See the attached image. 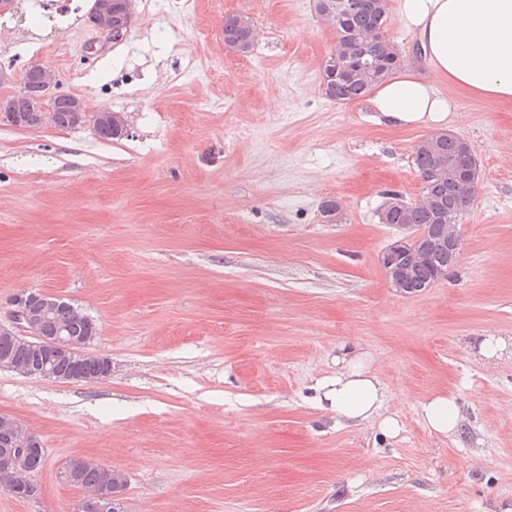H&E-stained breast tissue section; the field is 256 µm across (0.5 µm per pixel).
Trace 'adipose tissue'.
<instances>
[{"instance_id":"ef3b65f1","label":"adipose tissue","mask_w":512,"mask_h":512,"mask_svg":"<svg viewBox=\"0 0 512 512\" xmlns=\"http://www.w3.org/2000/svg\"><path fill=\"white\" fill-rule=\"evenodd\" d=\"M401 22L419 38L438 79L461 85L490 104L512 100V0H398ZM367 102L379 120L396 126L438 127L456 103L436 82L405 68L391 74ZM334 375L319 379L315 401L337 424L371 425L386 438L403 430L387 411V390L370 370L371 357L358 343L337 348ZM434 437L456 436L462 413L454 396L437 393L418 404Z\"/></svg>"}]
</instances>
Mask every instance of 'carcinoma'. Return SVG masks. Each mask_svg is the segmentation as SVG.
Returning a JSON list of instances; mask_svg holds the SVG:
<instances>
[{
    "mask_svg": "<svg viewBox=\"0 0 512 512\" xmlns=\"http://www.w3.org/2000/svg\"><path fill=\"white\" fill-rule=\"evenodd\" d=\"M329 9V21L334 26L339 47L346 52L350 48L349 40L360 39L359 51L362 53L364 67L352 72L344 78H331L328 67L322 71V94L336 102L351 103L365 98L370 91L401 67L392 52L395 47L382 38L384 30L390 22L389 8L382 6L381 11L365 8L362 5L346 8L341 0H324ZM243 16L232 14L224 18V43L242 42L247 34L242 29ZM465 155L464 142L461 137L451 135L442 140L438 157L434 158L426 153L413 149V162L420 179H425L429 169L439 164L453 166ZM424 194L434 197V202L407 203L402 209L388 206L378 212L381 224H412L414 229L428 237L438 221V215L459 211L467 206L464 196L456 193L444 182L434 186ZM459 256L449 257L446 251L431 250L427 261L414 266L409 270L407 293L419 292L426 288L440 269L453 267L457 264ZM44 329L53 335L80 336L91 343L98 334L97 324L93 319L83 322L74 318L68 306L59 307L44 322ZM8 352L14 361L29 371H36L47 362V357L33 349L12 344L9 340L0 337V353ZM101 371L99 363L94 359H87L79 369L80 380L91 382L98 380ZM64 476L62 483L91 492L112 493V512H123L120 495L126 488L125 477L112 469L100 470L88 460L74 457L67 460L62 466Z\"/></svg>",
    "mask_w": 512,
    "mask_h": 512,
    "instance_id": "1",
    "label": "carcinoma"
}]
</instances>
